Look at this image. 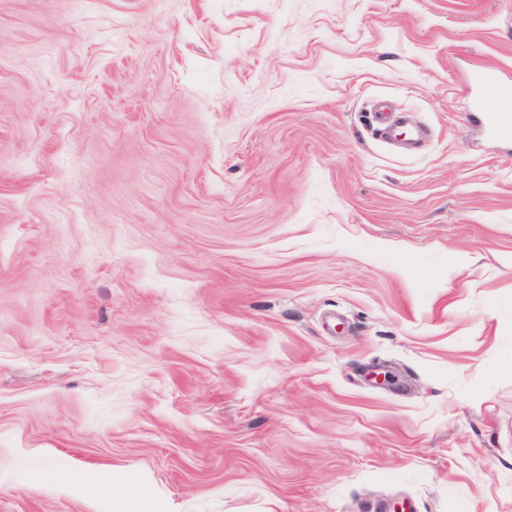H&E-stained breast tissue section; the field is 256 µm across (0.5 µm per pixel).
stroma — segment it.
Segmentation results:
<instances>
[{
  "label": "stroma",
  "mask_w": 512,
  "mask_h": 512,
  "mask_svg": "<svg viewBox=\"0 0 512 512\" xmlns=\"http://www.w3.org/2000/svg\"><path fill=\"white\" fill-rule=\"evenodd\" d=\"M482 67L512 0H0V512H512Z\"/></svg>",
  "instance_id": "stroma-1"
}]
</instances>
